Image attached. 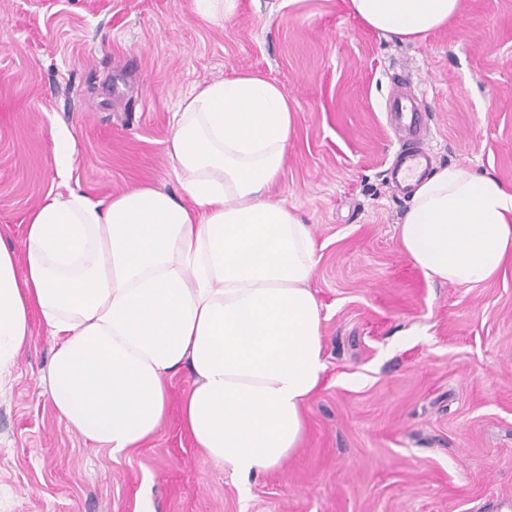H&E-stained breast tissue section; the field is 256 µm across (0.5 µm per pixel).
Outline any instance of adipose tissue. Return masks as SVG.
<instances>
[{
    "label": "adipose tissue",
    "instance_id": "obj_1",
    "mask_svg": "<svg viewBox=\"0 0 512 512\" xmlns=\"http://www.w3.org/2000/svg\"><path fill=\"white\" fill-rule=\"evenodd\" d=\"M406 42L446 28L461 0H347ZM291 100L243 71L181 95L166 160L183 193H48L22 250L0 238V384L39 312L59 344L45 379L58 416L96 448L157 433L166 381L189 369L186 429L234 476L277 470L301 447L327 369L310 288L311 229L268 199L293 138ZM399 243L430 282L473 287L512 261V189L442 167L420 180Z\"/></svg>",
    "mask_w": 512,
    "mask_h": 512
}]
</instances>
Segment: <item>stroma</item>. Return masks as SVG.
Here are the masks:
<instances>
[{
	"mask_svg": "<svg viewBox=\"0 0 512 512\" xmlns=\"http://www.w3.org/2000/svg\"><path fill=\"white\" fill-rule=\"evenodd\" d=\"M256 71L296 109L271 194L311 228L327 362L302 448L241 481L182 422L168 382L147 444L112 455L56 414L33 340L0 389V512H512V263L473 288L427 282L401 250L410 205L386 173L398 92L417 99L433 168L512 187V0H462L447 28L402 43L346 0H0V235L21 246L48 192L182 189L165 159L179 91ZM76 143L59 176L58 131ZM202 5L201 16L213 23L230 15L235 8V0H197Z\"/></svg>",
	"mask_w": 512,
	"mask_h": 512,
	"instance_id": "stroma-1",
	"label": "stroma"
}]
</instances>
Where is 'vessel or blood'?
Masks as SVG:
<instances>
[{
  "label": "vessel or blood",
  "instance_id": "b4317fda",
  "mask_svg": "<svg viewBox=\"0 0 512 512\" xmlns=\"http://www.w3.org/2000/svg\"><path fill=\"white\" fill-rule=\"evenodd\" d=\"M391 125L404 144L397 161L389 168L390 189L398 195L408 194L412 181L428 167L431 154L420 144L421 115L403 99H392L389 105Z\"/></svg>",
  "mask_w": 512,
  "mask_h": 512
}]
</instances>
